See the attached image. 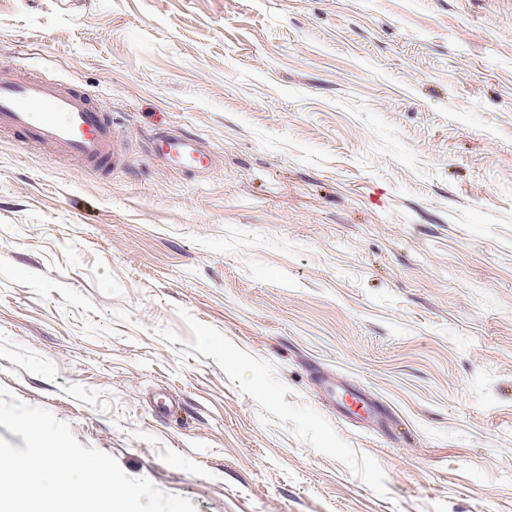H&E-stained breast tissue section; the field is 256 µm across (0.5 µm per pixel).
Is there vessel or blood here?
I'll return each instance as SVG.
<instances>
[{
    "mask_svg": "<svg viewBox=\"0 0 512 512\" xmlns=\"http://www.w3.org/2000/svg\"><path fill=\"white\" fill-rule=\"evenodd\" d=\"M1 133L19 135L23 144L43 150L55 161L76 163L89 171L118 170L126 164L111 113L87 93L60 79H23L4 66H0ZM152 151L191 175L210 172L216 165L213 152L181 131L155 136ZM324 386L336 393L346 415L368 417L377 409L361 389L337 387L332 379Z\"/></svg>",
    "mask_w": 512,
    "mask_h": 512,
    "instance_id": "vessel-or-blood-1",
    "label": "vessel or blood"
}]
</instances>
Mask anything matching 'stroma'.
Returning <instances> with one entry per match:
<instances>
[{
    "mask_svg": "<svg viewBox=\"0 0 512 512\" xmlns=\"http://www.w3.org/2000/svg\"><path fill=\"white\" fill-rule=\"evenodd\" d=\"M0 65L130 154L0 134V387L196 512H512V0H0ZM152 152L191 175L210 172L216 156L198 138L184 132H168L154 137ZM323 384L331 396L335 397L343 413L348 416L369 417L379 411L378 406L372 398L363 390L358 388L343 387L336 390V380L324 379Z\"/></svg>",
    "mask_w": 512,
    "mask_h": 512,
    "instance_id": "obj_1",
    "label": "stroma"
}]
</instances>
